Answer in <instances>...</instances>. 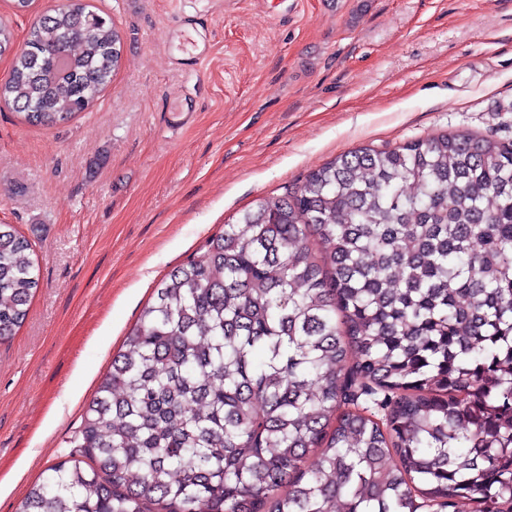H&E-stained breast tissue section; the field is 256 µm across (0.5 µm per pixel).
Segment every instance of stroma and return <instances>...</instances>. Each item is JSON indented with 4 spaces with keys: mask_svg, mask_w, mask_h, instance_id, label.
<instances>
[{
    "mask_svg": "<svg viewBox=\"0 0 512 512\" xmlns=\"http://www.w3.org/2000/svg\"><path fill=\"white\" fill-rule=\"evenodd\" d=\"M87 2L121 35L111 85L54 126L0 104V224L39 275L0 344V512L68 458L154 289L224 224L362 145L512 140V0Z\"/></svg>",
    "mask_w": 512,
    "mask_h": 512,
    "instance_id": "1",
    "label": "stroma"
}]
</instances>
